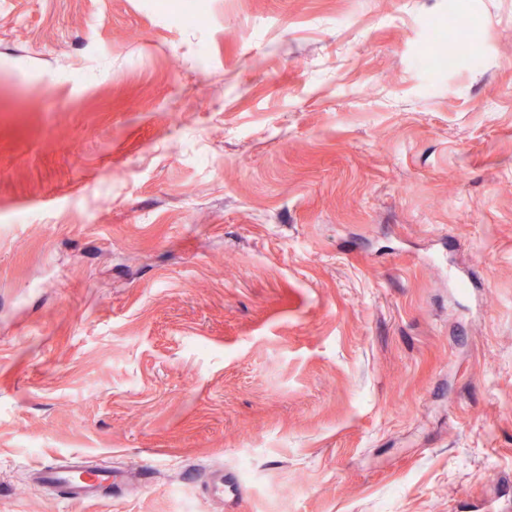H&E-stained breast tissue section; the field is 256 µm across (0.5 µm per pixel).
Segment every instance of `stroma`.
<instances>
[{
    "label": "stroma",
    "instance_id": "obj_1",
    "mask_svg": "<svg viewBox=\"0 0 512 512\" xmlns=\"http://www.w3.org/2000/svg\"><path fill=\"white\" fill-rule=\"evenodd\" d=\"M189 2L0 0V512H512V0ZM125 478V472L112 467H84L77 464L52 465L33 471V483L64 492V501H93ZM191 483L200 482L207 490L209 496L217 501L224 500V494L238 496L241 492V487L231 483H224V473L220 472H193Z\"/></svg>",
    "mask_w": 512,
    "mask_h": 512
}]
</instances>
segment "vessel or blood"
Masks as SVG:
<instances>
[{"mask_svg":"<svg viewBox=\"0 0 512 512\" xmlns=\"http://www.w3.org/2000/svg\"><path fill=\"white\" fill-rule=\"evenodd\" d=\"M125 478L124 472L109 467H84L77 464L52 465L34 470L35 485L62 491L67 501H93L101 493L112 486L118 485ZM194 479L200 482L209 496L215 500H223L225 495H239L241 489L236 484L224 481L220 472L195 473Z\"/></svg>","mask_w":512,"mask_h":512,"instance_id":"obj_1","label":"vessel or blood"}]
</instances>
